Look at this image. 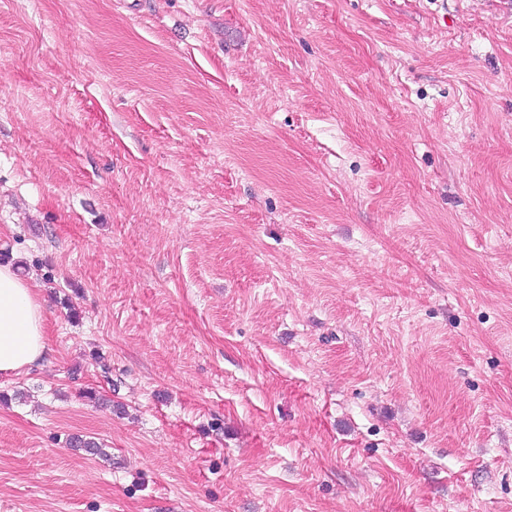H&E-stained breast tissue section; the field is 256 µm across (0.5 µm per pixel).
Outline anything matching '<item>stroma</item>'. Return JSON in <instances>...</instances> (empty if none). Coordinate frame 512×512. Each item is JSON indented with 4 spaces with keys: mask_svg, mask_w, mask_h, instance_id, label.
<instances>
[{
    "mask_svg": "<svg viewBox=\"0 0 512 512\" xmlns=\"http://www.w3.org/2000/svg\"><path fill=\"white\" fill-rule=\"evenodd\" d=\"M4 263L0 512H512V0H0ZM36 288L10 264L0 265V373L38 363L46 345L45 321Z\"/></svg>",
    "mask_w": 512,
    "mask_h": 512,
    "instance_id": "1",
    "label": "stroma"
}]
</instances>
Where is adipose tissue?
<instances>
[{
	"mask_svg": "<svg viewBox=\"0 0 512 512\" xmlns=\"http://www.w3.org/2000/svg\"><path fill=\"white\" fill-rule=\"evenodd\" d=\"M46 348L42 305L34 286L12 265H0V373L35 365Z\"/></svg>",
	"mask_w": 512,
	"mask_h": 512,
	"instance_id": "adipose-tissue-1",
	"label": "adipose tissue"
}]
</instances>
